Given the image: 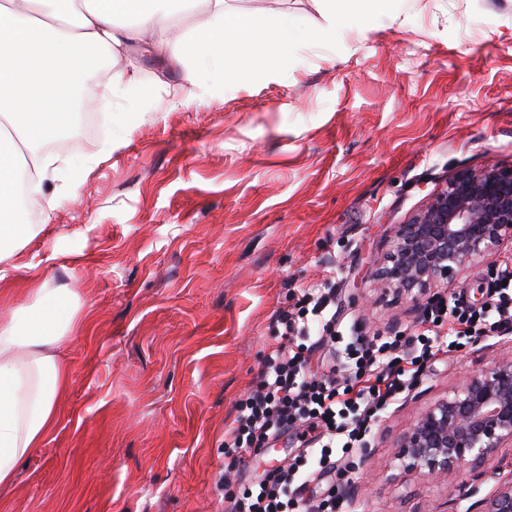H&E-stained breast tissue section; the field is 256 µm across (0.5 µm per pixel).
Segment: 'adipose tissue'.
I'll return each mask as SVG.
<instances>
[{"mask_svg":"<svg viewBox=\"0 0 512 512\" xmlns=\"http://www.w3.org/2000/svg\"><path fill=\"white\" fill-rule=\"evenodd\" d=\"M191 0H0V280L35 225L25 223L20 189L42 194L49 173L65 186L91 169L42 144L57 140L75 111L68 78L115 61L133 45L150 46L176 64L194 60L216 81L188 73L195 101L217 88L284 82L311 45L343 44L348 30L366 33L406 23L395 0H313L311 26L284 11L261 19L206 0L192 37L178 35L176 17ZM24 303L0 313V486L14 484L19 466L57 426V402L70 381L59 349L78 329L80 304L67 288L32 283Z\"/></svg>","mask_w":512,"mask_h":512,"instance_id":"adipose-tissue-1","label":"adipose tissue"}]
</instances>
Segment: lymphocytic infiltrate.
I'll return each instance as SVG.
<instances>
[{
	"label": "lymphocytic infiltrate",
	"mask_w": 512,
	"mask_h": 512,
	"mask_svg": "<svg viewBox=\"0 0 512 512\" xmlns=\"http://www.w3.org/2000/svg\"><path fill=\"white\" fill-rule=\"evenodd\" d=\"M276 324L261 376L238 403L224 446L241 460L292 430L302 448L286 465L240 483L238 492H225L224 512H354L335 488L307 495L309 483L335 472L337 455L363 442L377 412L399 400L449 336L512 331V269L498 271L480 309L459 299L438 300L408 336L344 337L335 291L326 287L302 290L294 309L280 311ZM321 348L340 374L311 372V357Z\"/></svg>",
	"instance_id": "obj_1"
}]
</instances>
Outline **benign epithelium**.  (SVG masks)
Returning <instances> with one entry per match:
<instances>
[{
  "mask_svg": "<svg viewBox=\"0 0 512 512\" xmlns=\"http://www.w3.org/2000/svg\"><path fill=\"white\" fill-rule=\"evenodd\" d=\"M512 241V167L457 172L395 230L378 271L385 290L425 309L435 288L466 264ZM512 445V358L470 376L453 397L424 411L404 434L397 459L427 476L479 466ZM480 512H512V481L478 501Z\"/></svg>",
  "mask_w": 512,
  "mask_h": 512,
  "instance_id": "obj_1",
  "label": "benign epithelium"
}]
</instances>
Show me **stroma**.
<instances>
[{
	"label": "stroma",
	"mask_w": 512,
	"mask_h": 512,
	"mask_svg": "<svg viewBox=\"0 0 512 512\" xmlns=\"http://www.w3.org/2000/svg\"><path fill=\"white\" fill-rule=\"evenodd\" d=\"M405 28L349 31L313 46L280 85L173 100L186 73L130 48L134 101L113 100L77 157L98 163L74 191L47 181L42 230L16 257L0 305L30 278L77 296L81 330L61 350L71 382L58 425L0 488V512H224V429L263 368L272 324L300 289L332 281L337 320L366 338L411 334L406 301L382 297L396 225L458 171L512 167V0H401ZM131 119L104 153L113 116ZM512 244L467 263L440 296L479 307ZM512 356L503 336L455 337L336 481L357 512H468L467 492L512 480V446L431 477L395 445L421 412ZM292 436L235 464L255 478Z\"/></svg>",
	"instance_id": "obj_1"
}]
</instances>
